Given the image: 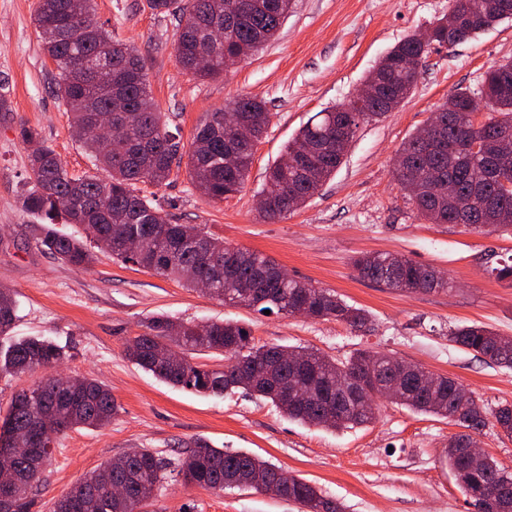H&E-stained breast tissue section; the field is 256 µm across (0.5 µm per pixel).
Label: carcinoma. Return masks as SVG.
Listing matches in <instances>:
<instances>
[{
  "label": "carcinoma",
  "mask_w": 512,
  "mask_h": 512,
  "mask_svg": "<svg viewBox=\"0 0 512 512\" xmlns=\"http://www.w3.org/2000/svg\"><path fill=\"white\" fill-rule=\"evenodd\" d=\"M151 8L173 15L178 21L176 56L182 68L198 77L214 78L251 56L277 35L293 7V0H150ZM512 17V0H448V14L431 28V37L421 42L411 36L394 46L376 64L366 83L372 86L368 99L353 98L315 115L299 129L283 149L279 161L266 173L261 194L266 211L261 216L280 220L301 208L343 163L347 145L360 124L395 110L404 102L417 80L404 62L424 58L435 46L459 42L503 18ZM35 27L47 58L55 65V92L71 114V127L81 148L94 166L107 172L74 177L62 167L52 146L40 132L21 126L18 137L39 144L31 153L30 182L19 198L21 209L49 220L41 246L53 257L71 266L90 261L86 243L55 230L51 222L61 217L77 224L87 237L124 263L164 276H174L189 288L199 280L219 284L214 297L241 288L256 292L241 306L262 313L266 310L292 316L305 306L312 317L334 319L353 328L369 321L366 311L347 304L336 294L306 283L280 280L281 267L271 257L215 239L194 224H173L164 211L136 190L138 183L161 185L180 168L183 158L192 183L208 199L222 201L241 191L257 143L270 123L263 101L239 97L230 111L209 113L193 135L189 150L168 130L152 97L144 66L136 50L115 38L95 18L93 0H37ZM209 53L211 63L200 67L198 58ZM128 111L111 112L116 101ZM440 138L420 130L398 152L394 175L406 189L424 220L431 224H463L477 230L512 228V158L492 162L482 153H454L448 144L460 135L476 114L486 113L490 132L512 131V59L496 62L486 70L476 92L458 89L442 105ZM112 114L116 127L111 142L103 145L86 134L93 118ZM443 178L452 191L441 197L430 192L429 181ZM66 198L74 200L67 211L57 208ZM142 241L139 252L124 248L128 238ZM359 275L401 292L443 290L448 281L434 269L403 256L373 253L356 259ZM17 319V302L7 288H0V337L9 334ZM449 340L476 353L486 361L512 368V340L482 326H463L452 331ZM181 347L187 355L182 364L168 362L166 352ZM279 346H257L249 331L232 321L204 324H176L167 316L152 317L143 333L129 339L126 356L159 380L197 393L222 394L242 388L271 400L288 419L332 431L370 423L376 410L375 395L364 397L369 408L341 405L328 416L329 400L319 395L329 391L339 377L373 367L384 374L410 375L412 364L385 353L358 350L336 360L312 350H290L288 355L303 362L305 369L275 366ZM200 352L224 356V367L209 368L193 362ZM65 356L62 347L43 337L17 339L0 346V375L20 378L34 375ZM316 390L302 404L285 400L282 388ZM387 399L414 412L449 418L474 432L481 431L492 416L494 425L512 438V404L486 412L471 396L463 401L457 382L439 377L433 390L421 389L407 381ZM120 406L111 391L94 379L79 378L71 389H61L53 378H41L35 389L22 388L12 394L0 422L19 433L31 456L19 457L14 467L19 478L11 512H29L33 487L39 482L44 461L51 457L54 441L32 428L33 417L44 413L51 431L58 434L72 428L103 429L117 416ZM465 435L448 439L446 457L463 493L475 504L474 493L487 491L482 512H499L497 503L506 494L512 499V473L494 460L470 471L464 461ZM187 484L205 490L242 489L245 479L266 481L282 469L248 453L213 448L203 441L174 458H164L148 448L127 459L118 468L113 460L102 462L72 485L53 504L52 512H142L147 496L157 491L171 473ZM282 498L297 502L307 512H345L343 506L323 497L310 482L282 477ZM125 482L129 492L112 494V484Z\"/></svg>",
  "instance_id": "carcinoma-1"
}]
</instances>
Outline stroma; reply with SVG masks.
<instances>
[{
	"label": "stroma",
	"mask_w": 512,
	"mask_h": 512,
	"mask_svg": "<svg viewBox=\"0 0 512 512\" xmlns=\"http://www.w3.org/2000/svg\"><path fill=\"white\" fill-rule=\"evenodd\" d=\"M36 0H0V83L10 109L0 112V287L17 302L15 337L45 336L64 348V372L105 384L120 411L103 429L57 436L34 490L32 512L54 501L101 462L135 448L172 457L204 441L244 451L304 478L346 512H473L446 459L459 423L413 413L377 399L372 423L341 432L289 420L270 401L236 389L207 396L169 386L133 364L126 342L164 315L184 322L232 320L255 344L306 347L344 359L376 351L455 379L492 409L512 403V369L484 361L451 342L456 327L482 325L512 338V280L489 267L512 258V234H478L431 224L396 181L398 149L426 126L457 89L477 91L487 68L512 58V19L433 49L419 67L412 95L392 112L362 123L342 165L298 210L266 220L257 193L267 169L307 121L352 99L380 58L448 12V0H294L276 40L215 79L180 66L176 21L148 0H95L97 20L134 44L169 130L190 144L205 113L240 96L265 102L271 122L258 144L245 186L224 201L206 198L186 169L162 185H144L177 223L199 226L225 244L273 257L290 278L334 291L369 314L366 326L225 304L175 278L124 263L92 248L77 268L42 251V224L18 197L30 177L20 125L37 128L70 175L94 173L72 135L54 92V64L33 23ZM383 252L445 273L446 290L405 293L360 277L362 254ZM146 512H302L274 496L207 491L171 478Z\"/></svg>",
	"instance_id": "stroma-1"
}]
</instances>
